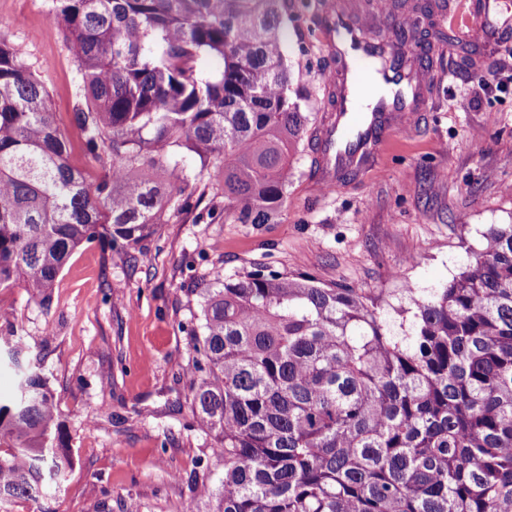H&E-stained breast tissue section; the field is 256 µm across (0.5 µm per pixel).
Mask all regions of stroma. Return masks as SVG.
<instances>
[{
    "label": "stroma",
    "mask_w": 512,
    "mask_h": 512,
    "mask_svg": "<svg viewBox=\"0 0 512 512\" xmlns=\"http://www.w3.org/2000/svg\"><path fill=\"white\" fill-rule=\"evenodd\" d=\"M305 2L283 18L284 58L292 82L311 91L303 111L320 119L332 105L336 60L317 35L298 48L293 30L335 10L336 0ZM483 10L484 0H448L435 24L472 47L480 73L510 72L512 31L487 44ZM0 38L41 75L72 164L93 184L111 175V165L85 154L71 121L82 78L48 0H0ZM432 53L440 61L424 112L342 191L316 186L308 136L272 223H212L192 209L157 225L133 256L104 241L78 250L48 305L24 288L0 289V336L16 335L40 356L76 461L61 487L7 512H182L190 502L210 512V501L190 500L185 479L199 458L214 477L224 462L181 427L191 379L179 325L199 316L195 287L212 273L302 274L363 289L386 308L408 289L445 286L464 271L468 249L483 247L489 225L512 224V83L475 92V76L455 73L447 46Z\"/></svg>",
    "instance_id": "obj_1"
}]
</instances>
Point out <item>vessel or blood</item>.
I'll list each match as a JSON object with an SVG mask.
<instances>
[{"mask_svg": "<svg viewBox=\"0 0 512 512\" xmlns=\"http://www.w3.org/2000/svg\"><path fill=\"white\" fill-rule=\"evenodd\" d=\"M362 28V15L349 8L332 14L322 29L324 46L341 68L336 110L315 135L316 180L334 190L343 189L344 172L360 174L372 165L392 132L420 114L426 96L412 51H388L383 41L362 35Z\"/></svg>", "mask_w": 512, "mask_h": 512, "instance_id": "vessel-or-blood-1", "label": "vessel or blood"}]
</instances>
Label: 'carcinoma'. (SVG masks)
Instances as JSON below:
<instances>
[{
    "label": "carcinoma",
    "instance_id": "cac0c4a2",
    "mask_svg": "<svg viewBox=\"0 0 512 512\" xmlns=\"http://www.w3.org/2000/svg\"><path fill=\"white\" fill-rule=\"evenodd\" d=\"M81 71L72 119L84 151L112 163L92 186L69 163L45 86L0 40V288L49 302L70 257L105 239L130 250L188 210L201 173L224 181L210 216L267 224L288 195L292 157L313 113L284 64L283 15L294 0H50ZM392 47L423 25L429 0H396ZM443 288L409 290V325L362 289L257 270L214 274L196 289L188 336L194 375L182 428L224 459L213 488L188 479L213 512H512V224ZM0 401V502L36 500L74 468L46 378L24 366Z\"/></svg>",
    "mask_w": 512,
    "mask_h": 512
}]
</instances>
